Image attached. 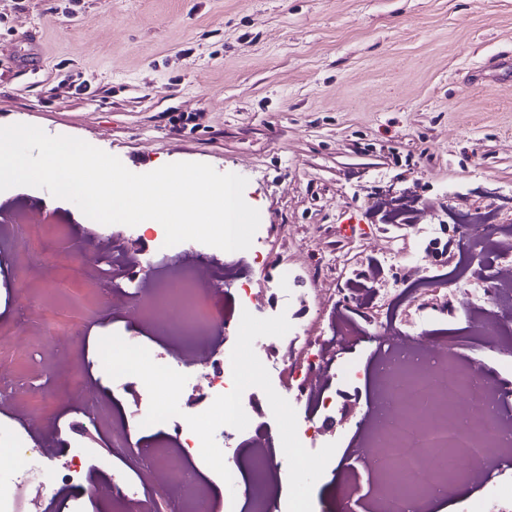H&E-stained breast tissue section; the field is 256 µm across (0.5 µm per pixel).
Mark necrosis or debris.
Wrapping results in <instances>:
<instances>
[{
	"label": "necrosis or debris",
	"mask_w": 512,
	"mask_h": 512,
	"mask_svg": "<svg viewBox=\"0 0 512 512\" xmlns=\"http://www.w3.org/2000/svg\"><path fill=\"white\" fill-rule=\"evenodd\" d=\"M460 247L458 267L444 279L426 277L425 287L380 291L379 270L372 265L349 291L351 301L370 310L379 334L389 342L377 363L373 406L355 424L374 474L363 499L365 512H425L437 497L476 485L482 491L464 501L463 512H512L507 489L484 487L488 473L512 469V388L495 382L483 365L462 363L457 354L458 347L468 344L498 347L501 336L512 329V232L492 225L487 234L462 237ZM487 268L492 277L484 276ZM451 280L464 284L459 294L465 327L437 329L428 312L422 313L424 325L416 331L400 320V308L441 292ZM224 290L256 317L281 312L271 305L267 289L207 270L150 287L134 275L128 285H113L109 297L115 313L136 320L162 342L164 349L154 353V361L179 372L191 370L212 400L233 387L229 353L199 344L219 327L213 304ZM26 332L22 320L14 333L0 336V401L13 405L23 421L15 430L0 428V440L11 439L21 455L17 465L0 466V512H41L46 504L55 512H77V491L95 485L103 466L89 448L57 463L56 450L40 442L41 427L30 423L39 413L34 396L11 394L14 366L4 355ZM359 332L356 322L340 316L328 329L314 318L293 323L286 336L262 339L266 364H288V391L305 410L297 425L304 447L319 449L337 439L334 379L354 382L362 372L355 363L336 369V358ZM198 404V399L183 398L181 416L166 421L158 440L140 450L133 447L131 419L114 417L104 400L88 405L96 431L109 439L113 459L127 468L126 474L112 476V512H157L156 494L167 486L190 491L181 512H214L219 506L192 464L196 439L185 417L196 413ZM236 438L235 428L223 427L220 447L235 475L234 495L220 505L224 512H236L241 499L248 503L247 512H288L287 500L271 483L281 459L270 451L266 425H257L247 441L252 458L242 479L236 476L238 457L232 451Z\"/></svg>",
	"instance_id": "necrosis-or-debris-1"
}]
</instances>
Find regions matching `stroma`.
I'll list each match as a JSON object with an SVG mask.
<instances>
[{
  "label": "stroma",
  "mask_w": 512,
  "mask_h": 512,
  "mask_svg": "<svg viewBox=\"0 0 512 512\" xmlns=\"http://www.w3.org/2000/svg\"><path fill=\"white\" fill-rule=\"evenodd\" d=\"M31 32L29 42L16 39ZM87 82V93L74 86ZM193 114L174 126L179 113ZM31 124L118 157L135 173L201 162L245 177L265 226L268 264L331 268L385 259L396 241L379 204L413 199L418 219L456 239L460 215L512 224V0H0V126ZM35 213L28 241L0 234V332L17 307L37 324L46 304L80 340L21 349L16 384L41 403L47 443L67 459L97 436L66 403L76 382L122 398L98 353L133 329L111 305L87 317L68 296L79 271L57 261L37 277L11 259L56 227L80 245L97 228L71 201L17 186L0 192V225ZM147 225L127 235L141 275L185 269L181 245L159 248Z\"/></svg>",
  "instance_id": "1"
}]
</instances>
